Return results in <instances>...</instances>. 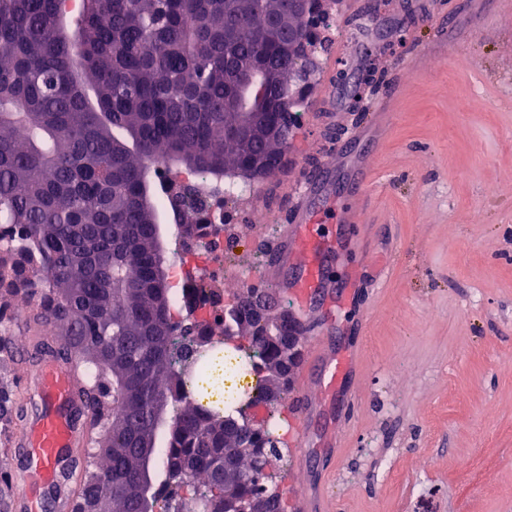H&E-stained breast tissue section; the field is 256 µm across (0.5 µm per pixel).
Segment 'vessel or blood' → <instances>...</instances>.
I'll list each match as a JSON object with an SVG mask.
<instances>
[{"label": "vessel or blood", "instance_id": "1", "mask_svg": "<svg viewBox=\"0 0 512 512\" xmlns=\"http://www.w3.org/2000/svg\"><path fill=\"white\" fill-rule=\"evenodd\" d=\"M322 185L321 175H313L293 191L294 203L289 213L281 217L282 230L269 254L276 265H287L296 256H306L301 275L284 281L283 286L300 305H307L324 282L323 272L317 259L332 252L334 241L316 240L310 235V227L317 218L316 198ZM40 394V412L25 419L18 438L14 442L16 452L29 458L27 468L17 479L25 490L38 486L52 488L58 495L60 512H69L74 488L66 486L64 475L73 468L80 448L85 447L87 433L74 415L78 399V381L71 366L54 358L38 361L28 375ZM310 406L307 393L298 391L286 402V414L292 427L290 442L301 446L307 436L306 416ZM326 489H319L317 498H310L305 485L294 488V504L297 512H323L320 500L326 499Z\"/></svg>", "mask_w": 512, "mask_h": 512}]
</instances>
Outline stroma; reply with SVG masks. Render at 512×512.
Here are the masks:
<instances>
[{"instance_id":"stroma-1","label":"stroma","mask_w":512,"mask_h":512,"mask_svg":"<svg viewBox=\"0 0 512 512\" xmlns=\"http://www.w3.org/2000/svg\"><path fill=\"white\" fill-rule=\"evenodd\" d=\"M348 2L329 8L317 90L349 39ZM378 2L374 53L353 65L375 69L359 111L329 115L311 94L283 168L243 207L250 222L224 216L226 275L255 268L253 287L291 302L279 283L300 265H272L266 244L290 189L326 170L315 231L337 246L311 305L349 365L329 394L294 377L312 394L306 445L278 416L266 470L284 496L325 485L327 512H512V7L434 0L432 17L420 0Z\"/></svg>"}]
</instances>
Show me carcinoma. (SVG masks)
<instances>
[{
	"label": "carcinoma",
	"mask_w": 512,
	"mask_h": 512,
	"mask_svg": "<svg viewBox=\"0 0 512 512\" xmlns=\"http://www.w3.org/2000/svg\"><path fill=\"white\" fill-rule=\"evenodd\" d=\"M0 0V319L16 299L27 322L53 327L56 353L76 363L84 417L98 465L81 480L73 512H139L145 447L162 471L151 505L166 488L164 512H227L248 501L285 512L260 474L280 455L273 406L288 385V330L251 302L248 288L224 310L242 342L231 358L262 375L251 396L221 408L204 404L193 379L224 347V328L176 336L167 283H157L161 186L187 223L172 188L174 166L205 178L253 161L275 162L280 146L263 132L228 130L281 111L288 85V0ZM237 107L227 112L224 100ZM169 175L161 185L154 169ZM171 410L164 447L153 407ZM24 416L0 375V451ZM16 486L0 465V512Z\"/></svg>",
	"instance_id": "cac0c4a2"
}]
</instances>
